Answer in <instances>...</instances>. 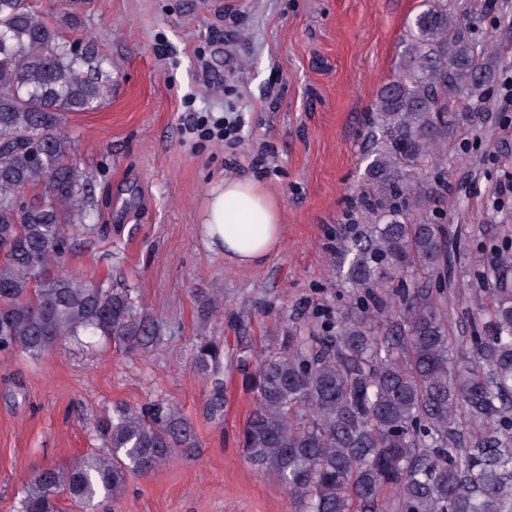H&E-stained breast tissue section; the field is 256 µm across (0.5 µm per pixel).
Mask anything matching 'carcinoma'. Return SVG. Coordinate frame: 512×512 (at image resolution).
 Masks as SVG:
<instances>
[{
    "instance_id": "carcinoma-1",
    "label": "carcinoma",
    "mask_w": 512,
    "mask_h": 512,
    "mask_svg": "<svg viewBox=\"0 0 512 512\" xmlns=\"http://www.w3.org/2000/svg\"><path fill=\"white\" fill-rule=\"evenodd\" d=\"M424 2L406 64L377 103L365 224L336 246L349 308L304 334L285 328L260 356L242 349L226 359L216 336L193 348L194 368L214 385V418L224 413L225 364L246 374L256 406L242 448L300 512H512V257L486 269L496 288L456 365L445 296L451 248L424 209L425 175L441 161L433 145L472 117L449 111L448 97L476 95L493 65L479 62L448 0ZM62 4L63 22L83 27L75 0ZM111 71L92 49L73 52L30 0H0V352L38 358L84 336L134 351L158 332L132 319L125 292L63 270L70 225L88 236L102 229L62 119L98 109ZM37 187L38 200L19 205ZM411 269L435 284L406 288ZM93 430L103 448L38 472L17 512H59L61 493L87 507L194 445L186 419L159 401L117 407Z\"/></svg>"
}]
</instances>
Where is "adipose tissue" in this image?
Listing matches in <instances>:
<instances>
[{"instance_id": "obj_1", "label": "adipose tissue", "mask_w": 512, "mask_h": 512, "mask_svg": "<svg viewBox=\"0 0 512 512\" xmlns=\"http://www.w3.org/2000/svg\"><path fill=\"white\" fill-rule=\"evenodd\" d=\"M202 237L209 249L238 267L257 266L282 242L279 202L251 180L221 179L204 205Z\"/></svg>"}]
</instances>
